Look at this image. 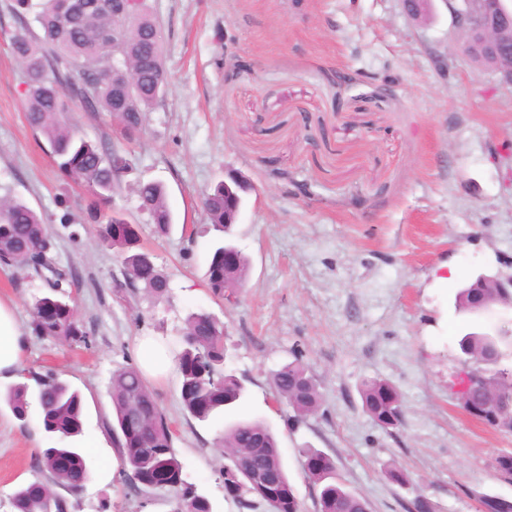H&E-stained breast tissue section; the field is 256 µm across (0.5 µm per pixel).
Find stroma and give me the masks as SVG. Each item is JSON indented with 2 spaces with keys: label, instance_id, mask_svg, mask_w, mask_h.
I'll list each match as a JSON object with an SVG mask.
<instances>
[{
  "label": "stroma",
  "instance_id": "1",
  "mask_svg": "<svg viewBox=\"0 0 512 512\" xmlns=\"http://www.w3.org/2000/svg\"><path fill=\"white\" fill-rule=\"evenodd\" d=\"M164 34L168 87L137 142L105 112L69 113L78 134L121 153L133 170L114 208L138 224L168 296L118 290L123 267L98 242L79 181L56 167L28 123L23 71L10 48L17 23L0 0V196L22 198L49 227L68 290L87 331L68 345L29 334L20 372L54 374L78 389L92 477L70 512H174V492L135 493L103 466L118 452L107 394L113 370L136 364L137 338L180 346L189 312L223 321L231 367L246 380L243 417L279 438L305 512L315 489L300 451L328 454L371 512H405L422 495L435 512H479L478 494L512 500L496 459L512 433L487 428L456 399L457 341L465 318L450 300L461 283L512 261V86L456 50L447 0L411 19L402 0H151ZM253 190L236 226L250 262L237 302L207 285L211 249L203 193L225 174ZM162 181L173 213L161 237L138 209L135 180ZM44 278L0 265V301L28 329ZM321 385L317 413L295 419L270 374L293 360ZM398 388L404 422L384 429L362 408L364 382ZM188 481L218 512H244L224 496V418L201 423L179 400L176 372L153 381ZM39 424L0 406V512L36 479L35 454L60 445ZM402 470L401 487L386 469Z\"/></svg>",
  "mask_w": 512,
  "mask_h": 512
}]
</instances>
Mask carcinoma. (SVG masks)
Here are the masks:
<instances>
[{"label":"carcinoma","mask_w":512,"mask_h":512,"mask_svg":"<svg viewBox=\"0 0 512 512\" xmlns=\"http://www.w3.org/2000/svg\"><path fill=\"white\" fill-rule=\"evenodd\" d=\"M72 7L71 0H14L19 26L12 34L11 47L24 72L27 119L33 129L47 137L58 170L82 181L92 197V211L106 218L99 239L121 257L125 277L162 298L170 290L168 276L140 246L139 226L128 223L125 215L112 207L114 191L121 187L125 172L131 170L130 159L76 136L65 113L73 104L87 112H106L119 121L128 137H134L142 128V115L152 111L166 92L163 31L149 0H133L121 25L112 15V0H84L77 21L65 25L63 17ZM114 40L120 47L115 56L108 50ZM133 191L156 233L169 234L173 217L165 186L158 181H139ZM203 208L214 233L206 278L212 293L222 298L224 279L243 286L249 262L243 255L235 268L224 270V245L232 244L234 236L233 229H224V182L207 192ZM49 250L50 238L42 218L21 199L0 198V262L18 272H36L47 268ZM474 283L470 280L453 296L454 312L467 316L458 351L471 368L484 372L488 379L487 387L474 398L493 402L512 394V329L502 323L489 328L476 321L479 306L497 289L476 288ZM47 303L58 308L54 323L40 316ZM30 315L37 336L69 344L86 342V331L60 279L50 285V293L34 300ZM227 358L224 322L206 310L189 313L182 348L176 351L174 362L182 408L199 422L233 410L248 396L244 381L226 370ZM271 386L298 419L315 413L320 406V383L298 359L274 371ZM109 396L112 435L131 488H144L152 472L163 469L176 484V512H214L208 497L183 478L172 428L139 368L112 371ZM360 396L364 411L382 427L402 425L401 395L387 380L366 382ZM33 401L46 432L70 440L83 435V401L78 390L52 375L30 372L26 381L10 385L4 393V402L20 420L27 419ZM133 410L139 412L142 426L130 432L125 422ZM54 457L63 460L64 470L53 468ZM224 459L231 468L244 462L274 473L277 484L273 492L286 507H293L297 494L282 461L277 435L263 420L246 419L228 425L224 429ZM34 468L45 479L18 487L12 496L15 512H47L51 502L57 503V512H64L55 487L70 493L74 486L86 484L91 474L82 450L70 446L42 449L34 457ZM308 476L316 487L317 512H370L368 501L348 487L332 458L324 459V467L308 471ZM481 505L482 512H512V500L502 497L484 496Z\"/></svg>","instance_id":"carcinoma-1"}]
</instances>
